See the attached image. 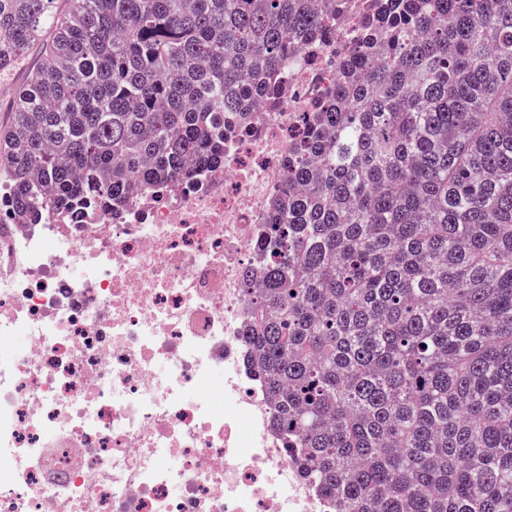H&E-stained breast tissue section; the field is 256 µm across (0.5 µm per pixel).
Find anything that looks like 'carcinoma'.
I'll list each match as a JSON object with an SVG mask.
<instances>
[{
  "label": "carcinoma",
  "instance_id": "obj_1",
  "mask_svg": "<svg viewBox=\"0 0 512 512\" xmlns=\"http://www.w3.org/2000/svg\"><path fill=\"white\" fill-rule=\"evenodd\" d=\"M345 0H0L20 224L224 158ZM272 200L247 340L337 512H512V0H378ZM37 51L33 49L21 63L16 66L6 77L0 79V85L6 87V91L0 88V128L9 125L12 112V90L20 86L28 74L38 63Z\"/></svg>",
  "mask_w": 512,
  "mask_h": 512
}]
</instances>
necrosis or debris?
Wrapping results in <instances>:
<instances>
[{
    "instance_id": "necrosis-or-debris-1",
    "label": "necrosis or debris",
    "mask_w": 512,
    "mask_h": 512,
    "mask_svg": "<svg viewBox=\"0 0 512 512\" xmlns=\"http://www.w3.org/2000/svg\"><path fill=\"white\" fill-rule=\"evenodd\" d=\"M349 3L193 185L117 219L0 209V512H334L244 336L288 148L361 42L368 0Z\"/></svg>"
}]
</instances>
